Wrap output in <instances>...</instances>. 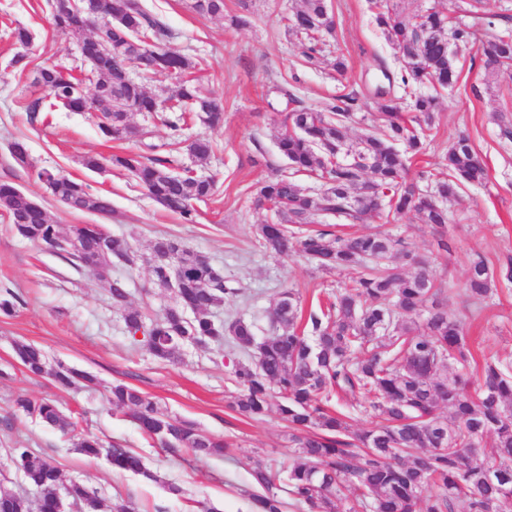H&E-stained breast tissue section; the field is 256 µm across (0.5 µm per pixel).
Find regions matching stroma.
Returning a JSON list of instances; mask_svg holds the SVG:
<instances>
[{
    "label": "stroma",
    "mask_w": 512,
    "mask_h": 512,
    "mask_svg": "<svg viewBox=\"0 0 512 512\" xmlns=\"http://www.w3.org/2000/svg\"><path fill=\"white\" fill-rule=\"evenodd\" d=\"M51 3L0 0V181L14 183L42 204L61 231L101 223L129 239L134 264L113 261L111 274L125 279L130 303L150 319L172 302L170 290L155 285L150 273V244L162 234L207 256L233 286L244 289L245 301L225 305L214 316H241L254 324L259 338L268 333V313L282 291L293 290L307 311L347 282L346 272L327 273L299 255L274 257L257 247L256 226L274 222L276 216L258 207L256 197L272 169L287 167L275 146L285 119L281 89L293 93L299 105L316 110L338 96L356 94L346 122L349 142L376 124L379 105L372 90L383 83V70L395 72L400 65L368 0H327L335 33L325 38L318 59L311 62L301 54V37L287 27L300 0H249L245 8L239 0H224L221 21L195 13L191 0H144L147 10L168 27L169 47L191 58L202 91L224 103L223 127L208 131L192 123L183 131L187 138L208 134L213 144L206 162L180 155L195 175L215 181L213 196L196 203L193 224L164 210L126 172L82 167L85 154L107 157L135 146L131 140L104 138L95 113L58 108L29 120L24 106L43 91L11 65L18 51L13 28L30 29L29 56L69 67L82 63L77 38L54 31ZM388 5L406 13L434 7L474 33L469 48L453 59L457 83L436 91L439 108L428 145L424 154L411 158L409 177L422 170L441 171L449 145L464 134L484 163L487 178L480 184H461L457 198L448 202L447 252H438L432 228L413 214L387 224L371 216L349 231L359 235L384 227L405 238L427 261L436 285L448 297L449 311L464 313L476 360L512 362V280L498 281L483 304L464 305L471 259L484 257L496 269L512 258V141L499 136L500 122H512V65H489L485 55L490 41L512 34V0H482L477 6L471 0H388ZM241 13L247 25L232 26L230 16ZM339 60L345 64L341 72L334 67ZM17 138L28 144L31 167L17 165L9 152ZM41 167L62 170L108 195L114 215L104 219L68 208L37 180L35 171ZM7 290L22 303L12 315L0 314V486L30 494L11 462L12 449L29 447L52 457L65 480L80 481L109 500L132 499L138 512H193L200 501L219 512H251L247 494L255 488L254 460L264 459L284 471L296 458L288 425L276 412L253 421L228 406L236 390L234 366L247 362V353L209 342L183 347L173 361L156 359L127 332L123 313L113 305L104 282L73 268L48 246L21 239L0 215V293ZM19 341L40 346L50 363L91 373L98 386L61 390L51 377L27 376L13 355ZM117 382L153 397L171 416L194 423L201 432L226 440V454L199 457L184 450L171 455L131 419L113 412L109 389ZM21 393L56 400L66 416L105 446L140 454L159 482L113 470L107 457L79 454L57 431L17 410L14 400ZM171 484L180 487V494L168 492Z\"/></svg>",
    "instance_id": "1"
}]
</instances>
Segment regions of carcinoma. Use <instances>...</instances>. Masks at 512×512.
I'll use <instances>...</instances> for the list:
<instances>
[{"mask_svg": "<svg viewBox=\"0 0 512 512\" xmlns=\"http://www.w3.org/2000/svg\"><path fill=\"white\" fill-rule=\"evenodd\" d=\"M293 13L291 29L304 36L303 56L312 61L320 51V37L334 29L326 0H302ZM376 21L400 55V81L417 115L407 123L385 87L377 88L381 124L354 144H347L344 123L355 98L343 96L324 111L294 108L278 137L280 155L297 173L325 180L316 195L295 181L275 174L259 191L261 204L274 210L278 222L260 224L255 233L267 252H290L315 262L325 272L342 270L350 281L336 291L335 300L318 304L302 318L299 297L283 291L270 309V336L256 340L253 323L230 316L213 319V310L244 298L242 289L224 279L211 263L186 249L170 235L152 241V280L172 291L173 302L150 321L141 309L127 305L125 280L108 281L112 302L123 307L130 335L141 332L148 351L157 359L173 360L187 344L228 340L233 347L254 351L250 363H238L233 376L238 394L231 407L238 414L259 419L276 409L293 430L292 447L298 456L288 468V494L307 512H455L457 503L468 512H512V373L506 364L486 359L475 365L462 319L448 313L426 271L425 262L409 250L402 238L386 232L344 237L313 229L317 216L334 214L350 224L367 216L418 215L437 232L438 249L449 251L448 211L439 201L455 194V182L480 183L486 170L469 139L461 136L448 148V172L426 171L406 178L409 156L426 150L438 99L418 92L426 84L442 88L458 81L448 59V40L468 47L473 33L466 25L448 26L438 11L404 16L384 11L382 0ZM192 8L208 18H224V0H193ZM53 27L79 37L81 56L91 69L87 80L44 60L33 63L19 53L12 59L20 73L33 75V84L47 91L27 103L30 119L47 107L71 112L94 109L98 129L109 139L142 140L143 132L128 122L132 112L149 113L169 128L164 153L148 144L109 158L127 171L165 210L185 224L196 222L194 200L213 194L214 182L190 170L175 171L176 153L186 150L197 161L207 160L213 145L206 137L187 143L181 138L188 111L204 114L208 128L224 124V104L200 93L198 78L188 57L164 47L166 26L152 17L142 0H78L74 6L53 4ZM153 48L139 51L136 46ZM142 77L174 76L176 90L160 99L149 93L130 71ZM406 145L405 152L397 144ZM14 161L31 166L23 139L11 145ZM55 198L76 210L95 214L113 212L112 200L94 194L81 180L60 171L37 172ZM434 179L428 194L418 180ZM0 211L18 236L45 244L78 269L104 278L110 258L131 262L133 247L122 236H112L102 252V230L84 224L77 234L60 232L44 207L13 183L0 182ZM413 272H407V269ZM512 279V262L492 269L479 256L467 274V298H488L497 280ZM191 310L193 317L185 316ZM423 324L409 326L402 319ZM16 361L33 375H49L63 388L96 385L89 373L61 363L48 367L43 351L19 342ZM361 393L362 408L371 425L353 429L345 415L329 407L340 393ZM112 410L129 417L152 440L176 452L190 450L202 456H220L229 444L209 438L194 425L170 417L156 401L123 383L112 385ZM16 407L38 418L73 441L88 456L106 455L112 468L150 481L158 476L142 458L125 448H104L101 441L78 428L49 399L20 395ZM446 407L451 419L440 415ZM445 441L439 442L440 435ZM11 461L37 489V500L0 487V512H58L65 492L79 512H135L132 502L102 498L85 484L65 481L55 461L30 448H14ZM262 492L251 497L252 512H284L286 502L274 491L280 474L259 461L252 471Z\"/></svg>", "mask_w": 512, "mask_h": 512, "instance_id": "obj_1", "label": "carcinoma"}]
</instances>
